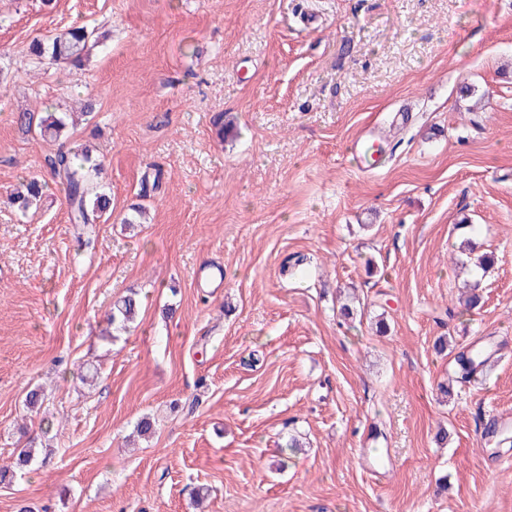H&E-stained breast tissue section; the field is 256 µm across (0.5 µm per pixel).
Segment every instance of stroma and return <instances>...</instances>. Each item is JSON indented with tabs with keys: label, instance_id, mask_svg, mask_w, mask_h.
I'll use <instances>...</instances> for the list:
<instances>
[{
	"label": "stroma",
	"instance_id": "1",
	"mask_svg": "<svg viewBox=\"0 0 512 512\" xmlns=\"http://www.w3.org/2000/svg\"><path fill=\"white\" fill-rule=\"evenodd\" d=\"M74 24L105 34L84 66L32 70ZM0 70V466L39 451L0 512H197L202 485L204 512H512V444L484 439L512 415V0H0ZM84 101L70 139L112 200L87 228L19 119ZM473 235L496 263L465 311ZM489 336L487 375L452 381ZM45 182L36 178L30 179L25 185V191L14 196L13 202L18 208L25 211L33 206L38 207L44 195ZM138 308L137 300L132 295H126L116 301L112 307V325L119 330H125L134 321Z\"/></svg>",
	"mask_w": 512,
	"mask_h": 512
}]
</instances>
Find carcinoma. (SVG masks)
<instances>
[{"label": "carcinoma", "instance_id": "carcinoma-1", "mask_svg": "<svg viewBox=\"0 0 512 512\" xmlns=\"http://www.w3.org/2000/svg\"><path fill=\"white\" fill-rule=\"evenodd\" d=\"M99 43V36L93 29L75 26L44 39H35L27 49L30 60L36 65L53 66L66 64L72 67L82 65L87 52ZM27 127L37 125L40 137L57 144L54 154L48 156V165L53 177L62 181L71 209V222L74 224H95L104 219L110 211L111 199L98 182L101 164L92 158V150L87 147H72L64 140L71 114L68 112H48L33 122L29 112L21 115ZM46 183L32 178L25 185V191L14 196L13 202L25 211L38 206L44 195ZM138 308L137 300L126 295L116 301L112 307V325L119 330L127 328L134 321ZM494 343L487 341L459 354L455 359V378L461 383H471L478 374L487 369V354ZM37 449L34 447L18 449L10 465L0 467V480L23 475L35 460Z\"/></svg>", "mask_w": 512, "mask_h": 512}]
</instances>
